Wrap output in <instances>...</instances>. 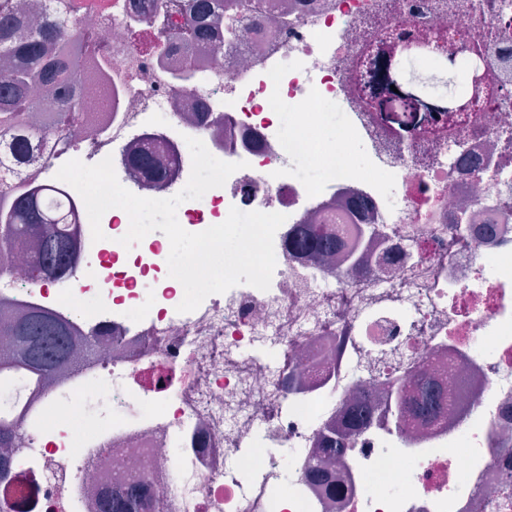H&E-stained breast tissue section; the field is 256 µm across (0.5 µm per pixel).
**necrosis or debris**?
I'll return each instance as SVG.
<instances>
[{"label": "necrosis or debris", "instance_id": "1", "mask_svg": "<svg viewBox=\"0 0 512 512\" xmlns=\"http://www.w3.org/2000/svg\"><path fill=\"white\" fill-rule=\"evenodd\" d=\"M73 17L86 110L69 141L17 129L0 142V179L42 186L78 159L111 158L120 184L153 199L187 184L194 137L243 162L223 187L183 202L198 233L230 209L285 214L271 286L247 284L178 312L161 231L125 248L128 215L106 212L93 241L83 199L59 197L86 261L79 289L40 277L38 235L0 253V326L40 309L67 322L73 367L16 387L20 422L0 461V512H100L113 489L148 477L145 512H512V98L405 131L361 102L352 64L386 29L495 32L487 58L512 94V0H214L208 39L186 49L163 14L183 0H81ZM112 102L104 104L103 91ZM288 99L287 119L270 109ZM344 139L324 137L328 107ZM359 151L360 164L351 161ZM148 153L163 172L131 165ZM320 159L304 181L301 158ZM343 242L332 258L292 247L301 230ZM95 348H88V341ZM428 377L437 418L384 419L397 392ZM371 413L354 427L356 403ZM346 436L345 447L328 442Z\"/></svg>", "mask_w": 512, "mask_h": 512}]
</instances>
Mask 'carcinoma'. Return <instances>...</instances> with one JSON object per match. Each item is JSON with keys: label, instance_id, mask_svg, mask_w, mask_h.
<instances>
[{"label": "carcinoma", "instance_id": "1", "mask_svg": "<svg viewBox=\"0 0 512 512\" xmlns=\"http://www.w3.org/2000/svg\"><path fill=\"white\" fill-rule=\"evenodd\" d=\"M212 0H185L182 18L190 17L189 44L206 40L203 19ZM76 10L74 0H56L55 15L36 28L23 27L12 0H0V55L17 60V66L0 74V136L8 134L17 123V115L24 108H40L38 86L55 90L53 103L45 111L53 114L52 129L71 128L84 111L80 94L81 83L70 78L77 66L72 42L76 31L71 27L70 15ZM450 41L448 32L430 28L414 36L382 38L367 59L368 68L381 82L393 85L396 91L386 98L372 84L364 86L362 102L376 112L402 113L400 124L408 128L420 121L421 112H473L480 108L486 93L482 85L466 86L453 99L432 102L415 86L416 76H407L398 62L408 56L407 45H431ZM55 195V190L39 187L19 194L13 206L0 211V249L10 246L22 235L40 233L41 269L50 278L61 280L77 269L78 258L69 235L61 227L64 218L52 215L44 206V199ZM299 248H311L318 253L339 251V239L323 236L311 239L304 236L296 241ZM9 339V351L0 356V385L15 375H23L32 382L69 368L76 360L70 343V329L62 320L42 310H31L23 318L0 330ZM415 413L432 418L442 405V396L436 386L425 379L417 385L412 397ZM147 484L139 480L121 488L101 504V512H139L147 496Z\"/></svg>", "mask_w": 512, "mask_h": 512}]
</instances>
